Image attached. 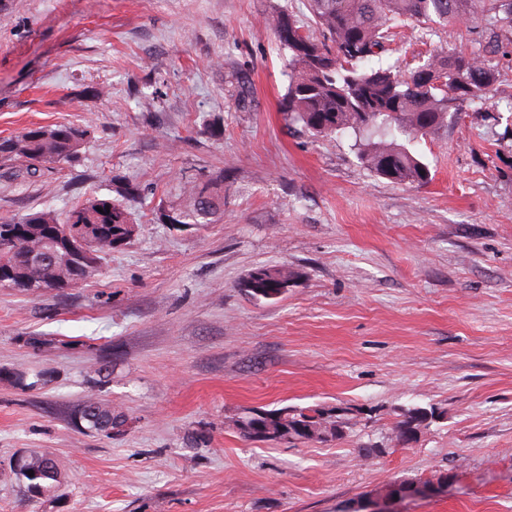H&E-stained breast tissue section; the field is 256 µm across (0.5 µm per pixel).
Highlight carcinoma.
<instances>
[{
  "instance_id": "1",
  "label": "carcinoma",
  "mask_w": 512,
  "mask_h": 512,
  "mask_svg": "<svg viewBox=\"0 0 512 512\" xmlns=\"http://www.w3.org/2000/svg\"><path fill=\"white\" fill-rule=\"evenodd\" d=\"M322 39L304 31L287 11L273 9L264 16L279 49L288 54V84L283 110L291 122L318 137L351 132L357 158L371 173L396 184H420L429 168L408 144L436 134L448 116L466 104H484L498 82L489 56L512 46V0H307ZM408 21L433 27L465 23L476 31L479 48L436 51L415 68L402 73L393 65L365 67L363 62L386 50L395 29ZM88 129L72 124L26 127L0 139V159L25 163L26 173L78 161ZM182 224H215L224 215V173L205 179L181 180L179 201L167 207ZM23 230L9 242L0 241V288L25 296L70 287L99 268L102 255L132 233L130 212L110 198L88 196L66 212L30 210L0 216V236L14 225ZM80 237L95 265L78 279L53 285L69 265L61 254L38 261L33 249L57 233ZM295 273L288 268L259 267L240 284L247 295L265 299L283 294ZM92 417L101 425H115L112 407L90 398ZM273 427L272 439H340L351 425L343 414L285 407L263 412ZM429 419L425 408H412L392 429L390 441L404 442L416 421ZM33 475H24L29 494L59 492L61 473L55 460L33 453Z\"/></svg>"
}]
</instances>
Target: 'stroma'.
I'll use <instances>...</instances> for the list:
<instances>
[{
    "label": "stroma",
    "instance_id": "stroma-1",
    "mask_svg": "<svg viewBox=\"0 0 512 512\" xmlns=\"http://www.w3.org/2000/svg\"><path fill=\"white\" fill-rule=\"evenodd\" d=\"M274 8L313 29L306 0H0V137L90 129L75 166L1 161L0 215L141 187L95 275L0 289V512H355L447 470L446 494L393 512H512V53L488 108L413 144L430 180L400 186L352 134L289 121ZM471 41L410 22L381 62ZM219 169L222 221H160L176 178ZM264 265L296 274L278 299L239 288ZM91 395L120 414L112 433L79 422ZM288 406L354 426L325 443L235 426ZM411 407L438 416L394 444ZM32 450L60 493H25L13 460Z\"/></svg>",
    "mask_w": 512,
    "mask_h": 512
}]
</instances>
